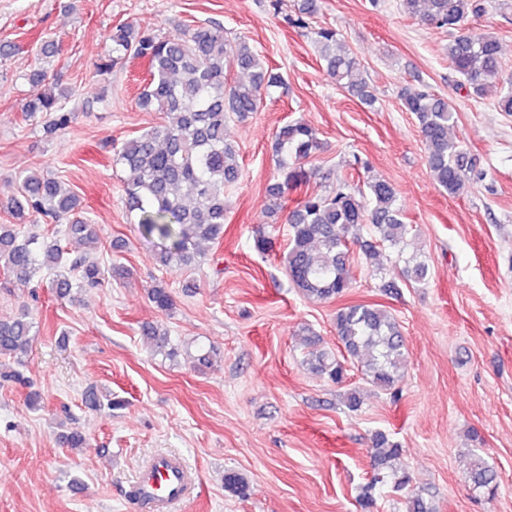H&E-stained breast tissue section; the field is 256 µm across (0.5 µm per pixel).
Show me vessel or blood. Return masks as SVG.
I'll return each mask as SVG.
<instances>
[{
  "label": "vessel or blood",
  "mask_w": 512,
  "mask_h": 512,
  "mask_svg": "<svg viewBox=\"0 0 512 512\" xmlns=\"http://www.w3.org/2000/svg\"><path fill=\"white\" fill-rule=\"evenodd\" d=\"M194 487L193 479L180 458L160 455L153 458L138 472L134 492L151 512H174Z\"/></svg>",
  "instance_id": "b4317fda"
}]
</instances>
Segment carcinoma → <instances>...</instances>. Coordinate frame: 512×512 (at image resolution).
<instances>
[{
    "label": "carcinoma",
    "instance_id": "1",
    "mask_svg": "<svg viewBox=\"0 0 512 512\" xmlns=\"http://www.w3.org/2000/svg\"><path fill=\"white\" fill-rule=\"evenodd\" d=\"M405 11L422 24L446 29L448 62L461 78V87L481 98L494 97L498 112L512 113V77H502V45L490 34L475 35L465 30L469 16L485 12V0H402ZM318 11L316 0H304L300 16L291 20L308 29L320 48L328 75L336 85L369 103L367 83L361 65L345 46L336 30L309 29L308 18ZM110 45L96 65L102 77L123 66L130 58L142 60L148 78L138 96L145 111L161 112L164 123L149 127L114 150L112 166L125 173L124 203L133 223L158 241L160 266L188 265L201 242H218L224 237V192L239 182L242 168L239 154L224 137L226 122L243 120L258 110L263 95L279 87L281 78L269 70L264 57L246 39H230L219 24L200 26L187 33L161 35L122 23L112 30ZM36 92L27 101L26 116L45 118L43 131L51 135L72 119L65 100L70 92L59 88V80L37 71L28 78ZM402 108L418 120L429 169L440 187L450 195L463 192L467 182L482 176L475 158L462 142L451 136L456 123L452 103L428 86L407 85L400 91ZM320 150L316 130L294 121L276 135L277 175L268 187L269 195L282 199L311 178L317 168L305 167ZM19 190L0 208L23 224L35 215L65 224L64 237L100 241L96 225L83 217L80 200L54 176L34 169L18 177ZM392 185L384 179L368 182V195L341 182L327 195L306 193L288 210L289 226L283 263L292 285L302 294L320 300L343 297L353 285L350 228L372 226V239L359 242L367 259L380 256L379 247L388 246L403 258V276L414 284L429 278V266L409 248V225ZM275 237L260 227L253 248L261 254L274 251ZM0 267L15 279L30 282L47 273L50 288L60 300H75L87 288L105 278V268L87 253H71L58 237H24L13 224H0ZM151 303L170 314L175 300L167 285L156 282L148 291ZM36 321L26 307L9 319H0V357L17 359L32 347ZM339 344L350 357L366 356L363 374L376 388L399 393L405 363L404 342L397 317L379 304H353L339 309L335 317ZM143 335L162 349L169 330L163 325L142 328ZM306 363L316 374L333 383L344 382L345 360L319 348L315 335L305 338ZM377 449V475L360 499L361 507H374L371 490L390 479L395 492L411 482L404 471H388L390 461L401 454L400 445L383 432L373 436ZM467 472L476 489L492 492L497 473L479 453L472 454ZM224 490L245 497L248 484L235 472L224 474Z\"/></svg>",
    "mask_w": 512,
    "mask_h": 512
}]
</instances>
